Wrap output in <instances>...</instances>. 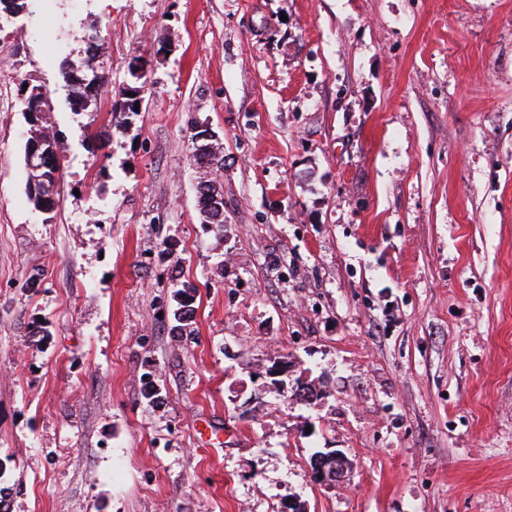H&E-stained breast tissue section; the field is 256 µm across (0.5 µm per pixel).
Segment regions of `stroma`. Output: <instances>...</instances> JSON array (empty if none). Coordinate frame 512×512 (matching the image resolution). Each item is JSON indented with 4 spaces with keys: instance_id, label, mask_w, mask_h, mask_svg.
Listing matches in <instances>:
<instances>
[{
    "instance_id": "obj_1",
    "label": "stroma",
    "mask_w": 512,
    "mask_h": 512,
    "mask_svg": "<svg viewBox=\"0 0 512 512\" xmlns=\"http://www.w3.org/2000/svg\"><path fill=\"white\" fill-rule=\"evenodd\" d=\"M92 28L110 81L77 114L59 66ZM137 57L142 108L113 117ZM27 84L53 102L50 214L25 191ZM199 125L224 154L220 233ZM323 448L347 480H312ZM0 459L11 512H512V0L0 19ZM197 150V147L193 143V160L199 171H201V174L203 175L200 177V181L198 183V193H199V212L200 216H203L204 224H210L212 227H215L218 232L224 231V209L222 213L210 211L207 209V197L205 195V185L209 184L210 182L214 181V178L212 177L213 171L215 173H218L221 169H224V155H222V152L220 150V147H215V153H220L221 158L217 161L215 167L211 166H198V161L195 156V151ZM221 161L222 164H221Z\"/></svg>"
}]
</instances>
